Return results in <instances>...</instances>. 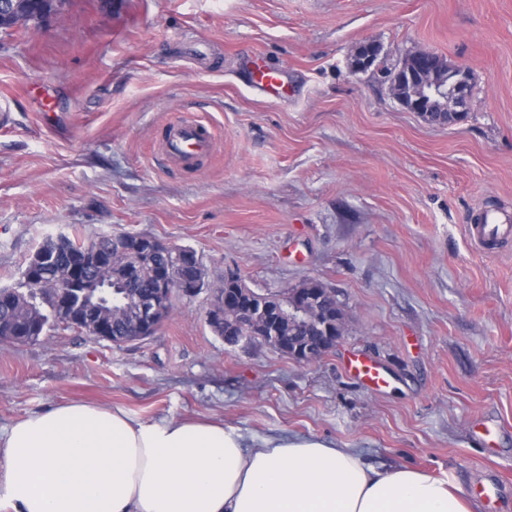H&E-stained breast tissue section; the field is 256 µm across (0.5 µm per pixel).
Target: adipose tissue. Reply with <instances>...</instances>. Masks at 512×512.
Wrapping results in <instances>:
<instances>
[{"label": "adipose tissue", "instance_id": "ef3b65f1", "mask_svg": "<svg viewBox=\"0 0 512 512\" xmlns=\"http://www.w3.org/2000/svg\"><path fill=\"white\" fill-rule=\"evenodd\" d=\"M0 502L12 512H474L462 488L383 471L314 439L247 445L206 418L141 422L66 403L0 435Z\"/></svg>", "mask_w": 512, "mask_h": 512}]
</instances>
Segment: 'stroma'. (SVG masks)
<instances>
[{"mask_svg":"<svg viewBox=\"0 0 512 512\" xmlns=\"http://www.w3.org/2000/svg\"><path fill=\"white\" fill-rule=\"evenodd\" d=\"M208 45L207 66L184 60ZM374 42L375 66L352 71ZM425 49L471 73L468 111L435 124L382 78ZM279 69L269 99L252 59ZM0 286L60 232L149 236L199 255L209 282L260 293L307 279L345 313L337 346L303 363L228 346L208 292H173L157 332L117 346L63 325L0 340V430L66 402L142 421L206 416L248 439L319 438L379 469L449 480L475 512H512V239L479 250L467 227L512 217V0H69L0 32ZM204 125L194 167L159 142ZM362 354L391 376L366 391ZM502 426L489 441L475 424ZM498 483L495 507L478 499Z\"/></svg>","mask_w":512,"mask_h":512,"instance_id":"35a3bbf8","label":"stroma"}]
</instances>
